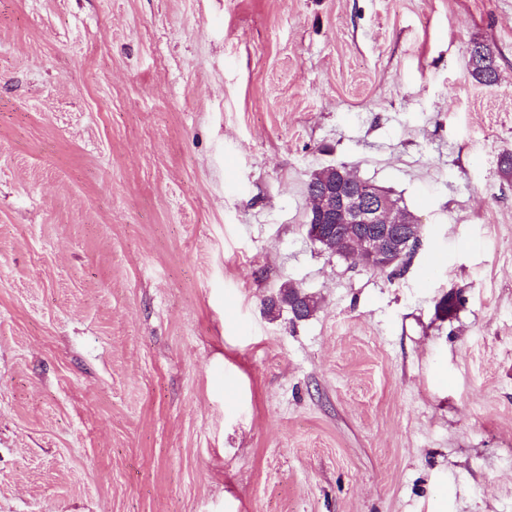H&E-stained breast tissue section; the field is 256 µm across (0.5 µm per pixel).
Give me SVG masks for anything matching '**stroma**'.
Segmentation results:
<instances>
[{"label":"stroma","mask_w":512,"mask_h":512,"mask_svg":"<svg viewBox=\"0 0 512 512\" xmlns=\"http://www.w3.org/2000/svg\"><path fill=\"white\" fill-rule=\"evenodd\" d=\"M506 153L512 0H0V512H512ZM468 66L471 76L478 83L491 85L497 81L496 56L489 45L475 42L469 51ZM349 183L350 188L345 193L320 187L314 189L311 195L318 216L336 219L340 235L345 232L344 224H347L349 234L344 247L337 250L328 247L331 237L324 224L314 223L317 218L311 213L306 221L308 237L315 243L325 244L328 250L343 258H354L360 263L379 268L392 266V272L400 271L395 262L419 247L421 224L401 221L396 216L398 204L378 186L361 182L360 179ZM280 289L278 303L287 306L298 319L306 318L314 310L316 302L300 287L289 283Z\"/></svg>","instance_id":"obj_1"}]
</instances>
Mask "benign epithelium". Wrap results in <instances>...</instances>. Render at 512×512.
Segmentation results:
<instances>
[{"instance_id":"1","label":"benign epithelium","mask_w":512,"mask_h":512,"mask_svg":"<svg viewBox=\"0 0 512 512\" xmlns=\"http://www.w3.org/2000/svg\"><path fill=\"white\" fill-rule=\"evenodd\" d=\"M312 199L320 218L348 226L344 247L335 250L343 258L389 268L421 243V225L401 221L398 204L374 184L352 181L345 193L320 187Z\"/></svg>"}]
</instances>
